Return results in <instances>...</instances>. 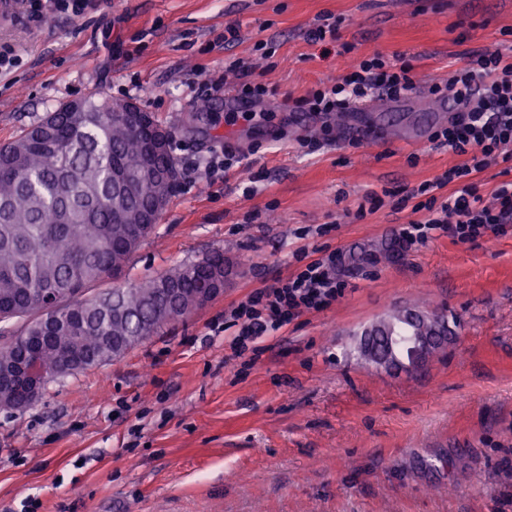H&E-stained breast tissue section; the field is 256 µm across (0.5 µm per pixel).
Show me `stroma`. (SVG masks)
I'll use <instances>...</instances> for the list:
<instances>
[{"label": "stroma", "instance_id": "1", "mask_svg": "<svg viewBox=\"0 0 512 512\" xmlns=\"http://www.w3.org/2000/svg\"><path fill=\"white\" fill-rule=\"evenodd\" d=\"M326 15L335 41L312 42ZM1 46L20 63L0 73V144L94 91L175 129L182 178L131 278L215 249L232 274L120 359L0 409V512H512V225L396 244L423 185L462 162L400 131L470 55L512 52V0H92L0 26ZM376 53L413 67L393 120L296 109ZM235 61L269 86L250 120L228 104ZM226 146L238 162L211 176ZM331 254L342 296L234 356L225 310ZM437 307L450 333L421 370L359 353L379 318Z\"/></svg>", "mask_w": 512, "mask_h": 512}]
</instances>
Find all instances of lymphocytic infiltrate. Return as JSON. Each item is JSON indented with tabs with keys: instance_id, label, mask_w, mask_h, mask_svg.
<instances>
[{
	"instance_id": "obj_1",
	"label": "lymphocytic infiltrate",
	"mask_w": 512,
	"mask_h": 512,
	"mask_svg": "<svg viewBox=\"0 0 512 512\" xmlns=\"http://www.w3.org/2000/svg\"><path fill=\"white\" fill-rule=\"evenodd\" d=\"M411 71L408 63L390 62L376 54L359 61L334 83L310 89L298 103L306 112H354L377 98L398 99L412 91ZM429 91L457 103L456 113L431 139L463 156L464 161L449 170L447 179L425 184L429 197L417 205L423 218L403 225L398 234L405 249L426 244L437 232L459 242H472L512 223V181L497 187L488 202L474 194L470 183L471 176L506 156L512 147V56L476 54ZM449 180L457 182V189L437 198V190ZM341 293L331 258L312 261L277 285L255 289L229 310L231 322L238 328L230 343L234 355H243L265 333L280 329L295 317L323 310Z\"/></svg>"
}]
</instances>
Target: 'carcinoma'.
<instances>
[{"instance_id":"cac0c4a2","label":"carcinoma","mask_w":512,"mask_h":512,"mask_svg":"<svg viewBox=\"0 0 512 512\" xmlns=\"http://www.w3.org/2000/svg\"><path fill=\"white\" fill-rule=\"evenodd\" d=\"M87 112L58 107L0 145V322L12 336L43 335L54 345L52 374L78 357L95 365L188 316L199 288L224 269L214 250L127 283L134 254L156 229L149 202L126 194L145 142L119 102L91 95ZM133 234L128 248L113 242ZM178 289V298L169 289Z\"/></svg>"}]
</instances>
